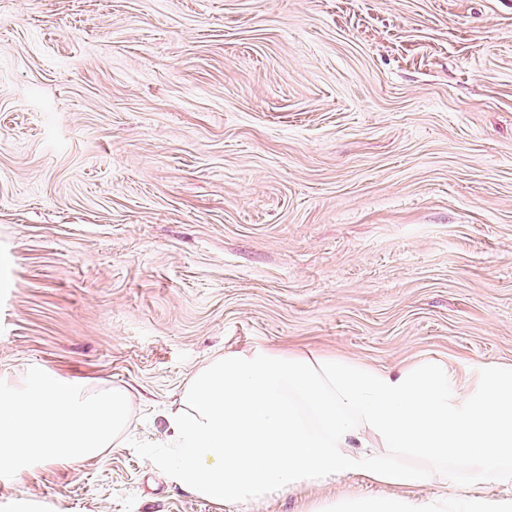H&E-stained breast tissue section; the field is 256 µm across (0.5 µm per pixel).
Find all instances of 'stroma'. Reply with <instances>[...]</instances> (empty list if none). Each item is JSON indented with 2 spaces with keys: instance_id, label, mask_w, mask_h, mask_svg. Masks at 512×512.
Instances as JSON below:
<instances>
[{
  "instance_id": "obj_1",
  "label": "stroma",
  "mask_w": 512,
  "mask_h": 512,
  "mask_svg": "<svg viewBox=\"0 0 512 512\" xmlns=\"http://www.w3.org/2000/svg\"><path fill=\"white\" fill-rule=\"evenodd\" d=\"M512 365V0H0V379L131 394L98 458L0 478L51 512H323L170 483L226 349Z\"/></svg>"
}]
</instances>
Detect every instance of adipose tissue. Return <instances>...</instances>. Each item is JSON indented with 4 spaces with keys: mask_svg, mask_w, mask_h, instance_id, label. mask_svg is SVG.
<instances>
[{
    "mask_svg": "<svg viewBox=\"0 0 512 512\" xmlns=\"http://www.w3.org/2000/svg\"><path fill=\"white\" fill-rule=\"evenodd\" d=\"M169 426L170 480L211 501L260 503L354 475L399 494L337 512H512V365L228 350L192 375ZM428 484L441 495L412 497Z\"/></svg>",
    "mask_w": 512,
    "mask_h": 512,
    "instance_id": "ef3b65f1",
    "label": "adipose tissue"
}]
</instances>
